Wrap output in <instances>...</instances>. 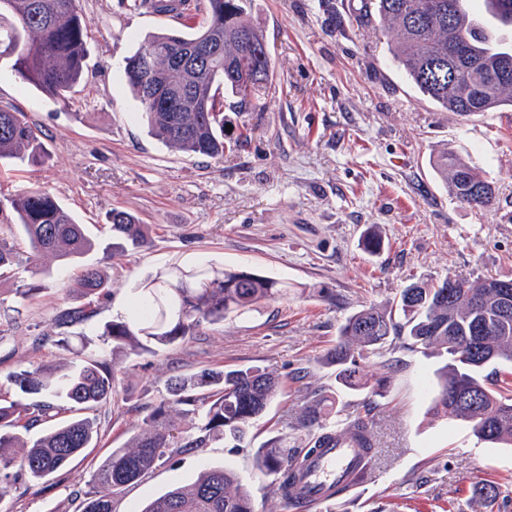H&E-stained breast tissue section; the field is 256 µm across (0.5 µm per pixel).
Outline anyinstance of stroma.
<instances>
[{
  "label": "stroma",
  "mask_w": 512,
  "mask_h": 512,
  "mask_svg": "<svg viewBox=\"0 0 512 512\" xmlns=\"http://www.w3.org/2000/svg\"><path fill=\"white\" fill-rule=\"evenodd\" d=\"M364 3L250 0L249 16L268 40L273 84L263 110H225V138L251 137L215 158L172 151L148 134L126 84L125 57L148 33L181 28L180 20L127 10L121 0H81L93 74L66 104L23 85L0 61V101L26 112L49 154L34 169L1 162L0 199L48 188L99 244L67 269L50 263L49 276L0 278V376L69 362L71 351L57 344L63 335L124 376L120 394L94 413L96 446L46 483L15 474L0 512H77L93 473L165 397L170 377L246 367L272 369L284 382L252 443L215 442L177 456L121 491L114 512H130L174 481H194L204 462L235 470L256 512L273 504L293 512L254 457L283 433L289 446L304 447L294 423L319 389L336 393L337 423L370 405L376 440L367 481L340 496L333 512H512V447L477 441L466 425L432 411L439 357L403 337L383 355H368L367 371L388 380L380 396L344 388L320 365L346 317L398 298L411 283L512 279V111L461 116L437 106L398 72L379 22L357 23ZM445 149L494 183L493 209L451 198L430 165ZM115 209L148 225V247L103 253ZM372 228L382 239L374 251L365 243ZM206 264L285 280L288 293L153 354L130 358L103 341L105 323L129 319L133 288L175 266ZM87 266L115 292L91 302L85 323L56 328V309ZM31 283L41 292L20 298L17 288ZM481 479L499 487L494 502L474 495Z\"/></svg>",
  "instance_id": "1"
}]
</instances>
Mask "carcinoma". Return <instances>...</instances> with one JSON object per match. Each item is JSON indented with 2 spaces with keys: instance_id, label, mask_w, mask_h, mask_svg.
<instances>
[{
  "instance_id": "obj_1",
  "label": "carcinoma",
  "mask_w": 512,
  "mask_h": 512,
  "mask_svg": "<svg viewBox=\"0 0 512 512\" xmlns=\"http://www.w3.org/2000/svg\"><path fill=\"white\" fill-rule=\"evenodd\" d=\"M512 0H369L390 38L389 52L402 74L424 96L459 115L512 107V81L497 80L512 69ZM178 19L203 21L188 30H162L144 37L125 61L127 84L148 132L169 148L187 154L224 155V109L250 112L266 104L273 64L264 54V31L249 18L248 0H126ZM89 20L79 0H0V59L8 60L21 81L54 100L65 101L86 80ZM468 49L463 60L453 48ZM48 159L38 130L11 103L0 104V161L37 167ZM431 166L460 205L487 210L496 188L482 171L441 151ZM17 231L27 241L28 264L38 270L48 261L67 266L94 249L85 226L45 188L9 198ZM112 253L149 243L145 225L131 213L108 215ZM18 264L14 242L0 237V272ZM496 280L444 278L412 283L394 305H369L350 315L336 344L323 358L345 388L383 395L386 380L368 377L360 360L382 353L404 336L425 349L447 355L438 375L433 411L466 423L479 440L512 446V393L486 386L481 371L512 363V314L503 319ZM114 288L97 269L87 267L72 287L80 298L105 302ZM288 294V282L247 270L176 267L137 288L133 314L112 321L102 335L112 347L138 356L194 335L205 324H219L252 307ZM84 304L66 300L54 324L67 328L87 321ZM18 399L0 397V499L11 491V469L38 485L64 469L98 439L96 419L87 415L116 394L122 377L108 364L76 355L64 366L20 365L5 375ZM282 385L265 368L203 369L178 376L167 396L112 449L92 475L93 491L79 512H112L114 495L176 456L197 452L215 441L239 445L267 411ZM335 396L318 394L302 409L298 427L307 432L305 453L288 448V435L258 448L255 468L288 488L292 469L304 455L322 447L331 427L327 417ZM65 418L33 436L34 424L51 414ZM361 447L372 450L367 416L353 419ZM132 512H254L240 477L218 465L202 466L189 484L176 482Z\"/></svg>"
}]
</instances>
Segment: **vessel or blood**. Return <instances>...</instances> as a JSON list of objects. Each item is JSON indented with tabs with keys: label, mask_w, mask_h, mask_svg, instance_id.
<instances>
[{
	"label": "vessel or blood",
	"mask_w": 512,
	"mask_h": 512,
	"mask_svg": "<svg viewBox=\"0 0 512 512\" xmlns=\"http://www.w3.org/2000/svg\"><path fill=\"white\" fill-rule=\"evenodd\" d=\"M367 468L368 459L351 425H338L331 439L297 470L290 498L301 503L304 512H315L327 498L356 487Z\"/></svg>",
	"instance_id": "b4317fda"
}]
</instances>
